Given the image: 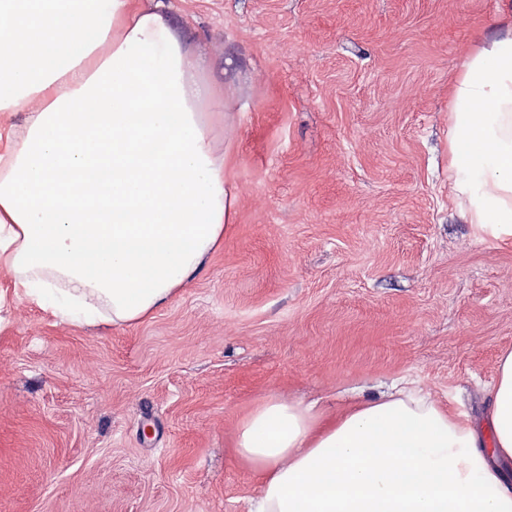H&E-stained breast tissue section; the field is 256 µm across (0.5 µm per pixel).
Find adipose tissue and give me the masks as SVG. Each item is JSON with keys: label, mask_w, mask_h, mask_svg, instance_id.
Listing matches in <instances>:
<instances>
[{"label": "adipose tissue", "mask_w": 512, "mask_h": 512, "mask_svg": "<svg viewBox=\"0 0 512 512\" xmlns=\"http://www.w3.org/2000/svg\"><path fill=\"white\" fill-rule=\"evenodd\" d=\"M169 0H0V268L60 322L141 323L224 239L223 69ZM448 180L512 243V15L448 90ZM254 512H512V352L487 430L407 389L331 416L281 396L238 424Z\"/></svg>", "instance_id": "1"}]
</instances>
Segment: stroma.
Returning <instances> with one entry per match:
<instances>
[{"instance_id":"35a3bbf8","label":"stroma","mask_w":512,"mask_h":512,"mask_svg":"<svg viewBox=\"0 0 512 512\" xmlns=\"http://www.w3.org/2000/svg\"><path fill=\"white\" fill-rule=\"evenodd\" d=\"M173 3L224 61V242L140 324L0 304V512H248L263 398L405 379L482 424L512 350V245L448 194V86L512 0Z\"/></svg>"}]
</instances>
